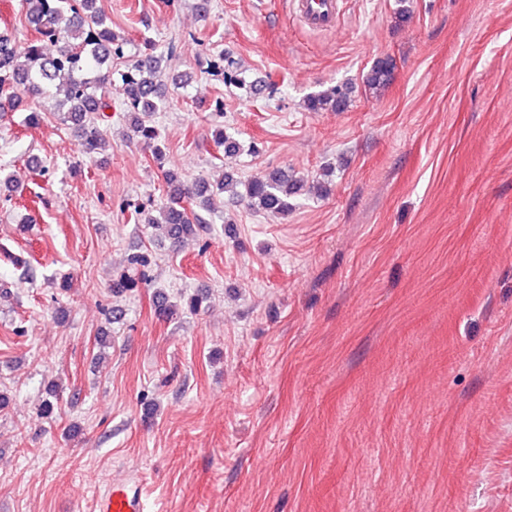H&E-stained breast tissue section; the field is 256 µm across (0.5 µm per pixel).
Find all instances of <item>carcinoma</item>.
<instances>
[{
  "instance_id": "carcinoma-1",
  "label": "carcinoma",
  "mask_w": 512,
  "mask_h": 512,
  "mask_svg": "<svg viewBox=\"0 0 512 512\" xmlns=\"http://www.w3.org/2000/svg\"><path fill=\"white\" fill-rule=\"evenodd\" d=\"M21 7L36 36L22 55L12 36L0 35V106L14 110L27 97L54 98L59 120L79 130V150L92 157L104 141L99 120L112 108V63L124 56L127 39L106 25L97 0H21ZM160 61L156 47L150 45L120 73L126 95L124 112L132 119L134 136L158 164L163 154L151 118L163 107L158 88ZM392 69L391 60L376 61L366 75L368 88H384ZM348 101V88L333 86L308 96L305 106L312 112H337ZM212 140L227 156L240 150L222 124L214 126ZM163 176L168 194L158 208L159 217L140 206L134 208L135 221L164 227L175 242L206 229L202 213L223 217L224 195L253 211L286 215L293 208L292 198L304 190V182L282 168L247 180L228 171L217 185L204 179L187 182L173 171H165Z\"/></svg>"
}]
</instances>
